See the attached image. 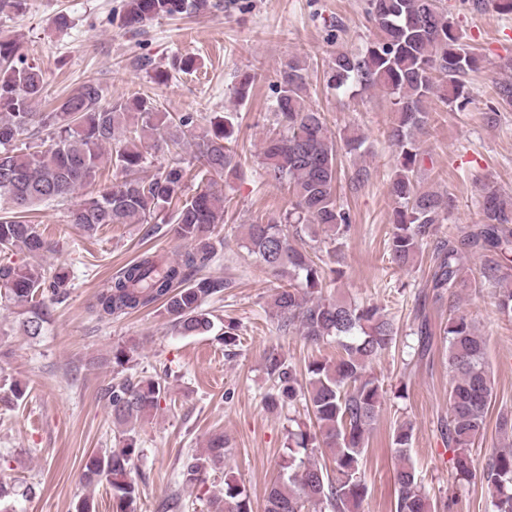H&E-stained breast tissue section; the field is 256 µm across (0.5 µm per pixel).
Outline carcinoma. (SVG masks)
I'll list each match as a JSON object with an SVG mask.
<instances>
[{"mask_svg":"<svg viewBox=\"0 0 512 512\" xmlns=\"http://www.w3.org/2000/svg\"><path fill=\"white\" fill-rule=\"evenodd\" d=\"M208 0H124L119 27L140 32L146 23L200 12ZM366 14L377 30L362 52L341 49L330 57L327 83L336 91L376 89L389 96L395 119L389 137L397 147L396 171L389 189L394 199L388 252L399 267L415 265L423 248L448 220L454 199L425 189L424 152L418 133L426 129L430 113L425 102L438 97L463 110L468 103L465 77L477 70L479 59L461 42V34L442 0H366ZM254 76L241 74L232 94L239 103L251 93ZM310 64L291 56L277 71L272 116L278 132L264 144L260 166L265 182L287 187L289 208L277 217L247 225L241 247L273 274L287 280L271 302L279 331L293 330L311 345L336 343L334 360L313 359L306 377L278 351L264 357L273 382L265 396L269 409L303 407L305 418L290 417L288 446L281 471L268 491L266 512H309L323 505L330 512H356L368 487L363 458L368 434L384 399L383 383L367 367L397 342L392 319L374 304H360L318 296L329 278L341 271L296 244L309 224H322L336 235L350 230V216L338 203L337 141L322 112L309 100ZM45 82L41 68L26 62L16 38L0 36V199L12 215L0 216V253L38 254L48 245L37 226L23 213L41 202L63 200L100 176L104 155L122 174L95 196L83 199L68 214V223L93 233L105 224H149L159 213L174 208L176 236L189 246L181 259L169 262L144 255L128 265L98 295L99 318L160 305L162 313L184 335L213 329L204 308L207 299L224 290V281L196 276L216 255L213 235L224 223V189L212 178L238 174L240 161L232 147L234 124L228 116L210 118L209 130L183 151L176 128L197 125L194 112L170 113L151 97L133 95L102 103L104 89L86 82L59 106L38 112ZM512 110V80L496 83L487 105L486 120ZM148 139L165 144L169 159L149 179L138 176L146 163L139 143ZM208 184L183 201L190 173ZM483 258L481 282L495 289L500 314L512 317V205L495 186H483V220L469 227L459 240L436 243L430 288L452 297L469 286L462 252ZM64 268L44 269L29 264L0 263V289L5 301L18 309V327L36 339L48 322V301L68 294ZM448 416L440 424L444 446L452 451L455 476L469 482L477 476L492 496V512H512V448L492 450L477 463L473 447L482 435L495 385L486 365V340L464 314L448 318ZM134 348L112 347V362H132ZM164 383L152 376L120 380L106 388L112 422L120 427L118 446L95 453L85 461L81 480L87 486L106 482L116 512H138L141 491L132 478L140 454L136 425L160 408ZM413 426L399 425L392 450L399 461L395 473V512H449L453 497L434 502L409 463ZM331 452V466L315 462L319 449ZM227 453L222 435L210 439L204 451L183 461L185 486L204 480ZM211 512H252L244 487L227 480L213 495Z\"/></svg>","mask_w":512,"mask_h":512,"instance_id":"carcinoma-1","label":"carcinoma"}]
</instances>
